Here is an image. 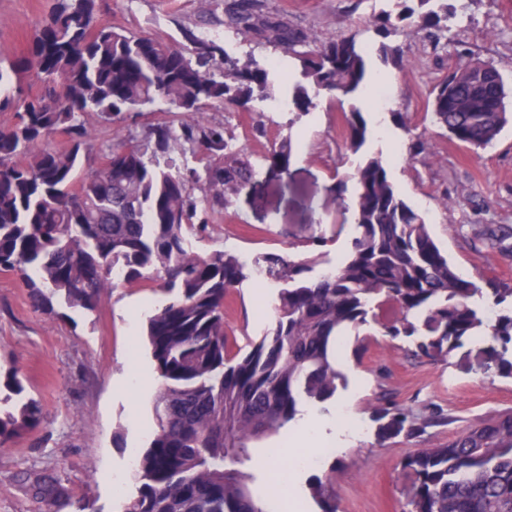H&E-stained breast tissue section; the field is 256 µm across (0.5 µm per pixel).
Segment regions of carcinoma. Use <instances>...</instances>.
Listing matches in <instances>:
<instances>
[{
  "label": "carcinoma",
  "mask_w": 512,
  "mask_h": 512,
  "mask_svg": "<svg viewBox=\"0 0 512 512\" xmlns=\"http://www.w3.org/2000/svg\"><path fill=\"white\" fill-rule=\"evenodd\" d=\"M403 8L373 20L386 38L408 21L441 40L448 0H399ZM97 0H56L25 49L0 51V110L17 122L0 127V270L19 275L33 305L96 310L106 290L159 277L164 297L144 336L161 385L153 404L155 429L136 450L135 494L120 512H279L278 498L256 495L269 483L260 466L268 441L304 407L324 408L346 376L336 343L361 336L369 322L388 336L416 337L417 357L448 362L480 339L484 373L512 379V286L489 280L494 316L483 313L476 281L456 270L435 243L420 212L395 191L386 164L365 159L352 174L356 235L346 257L313 276L314 258L265 253L251 258L221 249L201 257L189 236L202 234L198 213L222 206L250 185L251 161L224 131L203 118L212 103L246 106L273 96L278 66L229 56L218 38L185 32L178 48L151 35L99 22ZM230 24L284 48L302 81L288 107L307 113L315 97L338 102L377 89L368 79V52L355 34L316 45L306 34L263 11L257 0L224 5ZM44 93L26 90L31 74ZM505 85L492 64L470 62L448 72L432 90L430 116L449 137L476 148L493 143L512 120L490 101ZM108 123L125 112H177L133 146L105 155L81 175L91 133L84 116ZM347 143L358 152L368 136L362 111L343 113ZM69 144L50 143L57 131ZM195 146L203 170L189 165ZM288 144L272 150L269 167L288 169ZM204 185L200 198L192 186ZM490 245L512 238V227L484 224ZM248 280L278 293L270 327L244 349L224 331V301ZM386 306L380 320L374 309ZM18 372L0 379V445L36 428L42 408L23 398ZM443 420L425 405L376 408L378 439L418 437ZM410 485L405 512H512V411L494 413L446 443L418 449L401 463ZM28 493L50 506L60 483L23 478ZM332 477H314L309 494L320 512H338Z\"/></svg>",
  "instance_id": "carcinoma-1"
}]
</instances>
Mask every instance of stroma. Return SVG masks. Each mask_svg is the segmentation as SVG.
<instances>
[{
  "label": "stroma",
  "mask_w": 512,
  "mask_h": 512,
  "mask_svg": "<svg viewBox=\"0 0 512 512\" xmlns=\"http://www.w3.org/2000/svg\"><path fill=\"white\" fill-rule=\"evenodd\" d=\"M55 0H0V49L17 54L48 15ZM266 11L320 42L334 34H358L367 43L371 77L385 76L384 94L402 120L365 113L368 138L359 152L346 143L342 114L347 104L323 95L308 114L274 109L257 99L247 107L213 104L209 123L223 127L249 157L257 175L226 206L208 211V233L192 239L205 255L216 249L251 257L261 253L308 254L307 235L324 238L321 266L338 264L355 234V212L336 198V184L366 157H381L396 192L419 210L453 264L478 283L512 284V252L475 239L483 224L512 226V122L489 147L475 150L449 138L429 116L430 92L449 70L480 60L494 65L512 86V0H466L448 25L454 43L442 47L408 27L381 40L368 27L396 0H261ZM103 24L184 45V30L220 38L232 57L268 63L283 58L281 46L224 26V0H99ZM399 49L396 67L382 45ZM159 113L129 115L120 127L96 114L85 117L91 132V164L100 166L115 141L145 137ZM289 144L287 172L270 171L266 156ZM275 288L245 282L224 310V327L238 344L261 337L270 324ZM156 296L150 286L120 285L99 309L61 318L35 308L19 276L0 272V372L19 370L29 395L42 407L40 425L0 446V512H75L85 501L95 512H117L133 490L129 459L147 445L154 426L152 397L160 378L143 331ZM415 338H391L371 327L337 352L347 377L335 400L310 416L323 431L322 454L309 466L269 461L289 474L300 512H317L307 484L335 466L331 493L339 512H402L400 463L431 443H445L489 414L512 410V380L483 374L479 342L459 349L450 363L413 357ZM383 401L402 408L431 404L446 420L417 438L377 439L374 409ZM54 475L69 505L46 509L25 493L28 472Z\"/></svg>",
  "instance_id": "stroma-1"
}]
</instances>
